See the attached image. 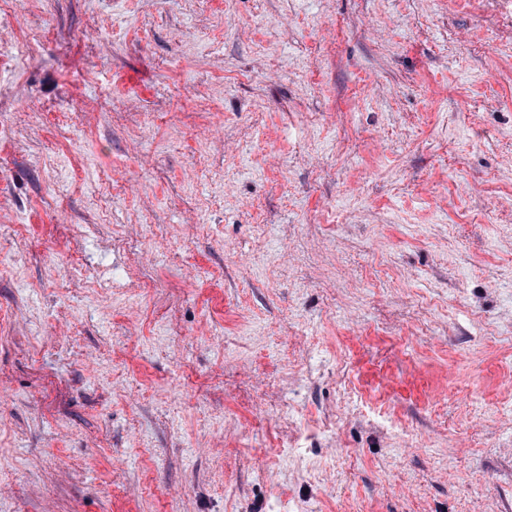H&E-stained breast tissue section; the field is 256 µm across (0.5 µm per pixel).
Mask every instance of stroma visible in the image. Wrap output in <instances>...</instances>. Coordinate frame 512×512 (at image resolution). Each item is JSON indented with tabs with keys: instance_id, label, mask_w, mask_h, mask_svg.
I'll use <instances>...</instances> for the list:
<instances>
[{
	"instance_id": "stroma-1",
	"label": "stroma",
	"mask_w": 512,
	"mask_h": 512,
	"mask_svg": "<svg viewBox=\"0 0 512 512\" xmlns=\"http://www.w3.org/2000/svg\"><path fill=\"white\" fill-rule=\"evenodd\" d=\"M0 512H512V0L1 6Z\"/></svg>"
}]
</instances>
